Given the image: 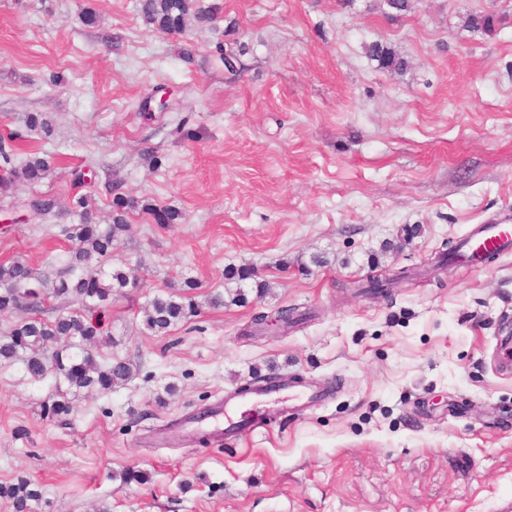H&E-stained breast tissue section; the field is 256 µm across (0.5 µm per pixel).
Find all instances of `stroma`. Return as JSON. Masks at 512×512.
<instances>
[{"mask_svg":"<svg viewBox=\"0 0 512 512\" xmlns=\"http://www.w3.org/2000/svg\"><path fill=\"white\" fill-rule=\"evenodd\" d=\"M199 0L213 23L175 35L138 0H0V137L53 154L35 186L0 197V262L56 272L71 200L107 223L108 184L181 212L140 209L111 266L135 284L101 323L99 362L130 363L111 393L41 404L55 378L0 361V484L30 480L32 512H512V252L437 268L512 215V0ZM98 21L86 23L85 10ZM493 16V30L471 17ZM249 52L231 75L221 47ZM407 60L378 68L372 43ZM175 87L170 111L140 105ZM48 113L50 140L25 116ZM194 138H184V131ZM96 170L76 183L75 169ZM59 208L44 218L32 195ZM251 267L269 290L228 279ZM404 268L386 293L370 276ZM192 279L197 316L144 331L139 306ZM247 301L213 308V291ZM297 309L305 322L259 330ZM335 382L321 403L237 438L175 430L266 377ZM134 468L144 483H123Z\"/></svg>","mask_w":512,"mask_h":512,"instance_id":"obj_1","label":"stroma"}]
</instances>
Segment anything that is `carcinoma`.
I'll use <instances>...</instances> for the list:
<instances>
[{
    "label": "carcinoma",
    "mask_w": 512,
    "mask_h": 512,
    "mask_svg": "<svg viewBox=\"0 0 512 512\" xmlns=\"http://www.w3.org/2000/svg\"><path fill=\"white\" fill-rule=\"evenodd\" d=\"M144 22L162 33H179L187 23L208 25L214 18V9L195 8L192 0H139ZM249 51L240 43L223 56L224 66L234 74L243 66L242 57ZM370 56L380 67L402 72L406 62L380 43L369 48ZM26 127L46 140L51 136L52 124L48 116L31 112L26 116ZM16 149L12 141L0 139V194L8 196L19 183H35L51 168L48 155L37 153L23 164H15ZM39 215H49L58 207L56 198L40 195L29 201ZM110 223L95 222L94 199L82 195L73 202L78 223L65 232L75 246L67 266L55 276L34 271L19 260L0 263V312L23 311L28 317L17 323L6 335L0 336V360L23 357L26 373L34 379L53 371L59 386L65 387L55 397L45 401L41 410L47 418H63L72 411L67 392L86 390L107 394L112 387L126 381L131 375L129 363L114 360L99 364L93 348L105 341L101 324L93 322L96 312L104 309L112 295L123 293L130 280L122 270H108L99 265L88 270L93 256L108 258L127 232L129 211L137 208L133 199L114 193L110 203ZM186 291L161 292L149 298L143 306V324L154 334L168 331L174 325L196 315L199 305L190 295L197 288L192 280L184 282ZM78 304V308L64 311L51 306L53 301ZM0 494L12 501L14 512H30V502L40 492L27 479L5 488Z\"/></svg>",
    "instance_id": "1"
}]
</instances>
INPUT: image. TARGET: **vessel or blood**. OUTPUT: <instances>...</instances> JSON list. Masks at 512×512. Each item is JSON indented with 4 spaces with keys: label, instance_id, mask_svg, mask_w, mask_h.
I'll return each instance as SVG.
<instances>
[{
    "label": "vessel or blood",
    "instance_id": "b4317fda",
    "mask_svg": "<svg viewBox=\"0 0 512 512\" xmlns=\"http://www.w3.org/2000/svg\"><path fill=\"white\" fill-rule=\"evenodd\" d=\"M509 250H512V225L485 224L465 240L461 252L465 258L479 259L489 253ZM330 394L331 387L327 384L299 389L281 381H264L253 387L251 392L225 396L215 406L212 415L187 419L182 428L218 438L231 437L243 426L254 430L264 427L267 419L277 414L282 404L293 407L311 405L324 401Z\"/></svg>",
    "mask_w": 512,
    "mask_h": 512
}]
</instances>
